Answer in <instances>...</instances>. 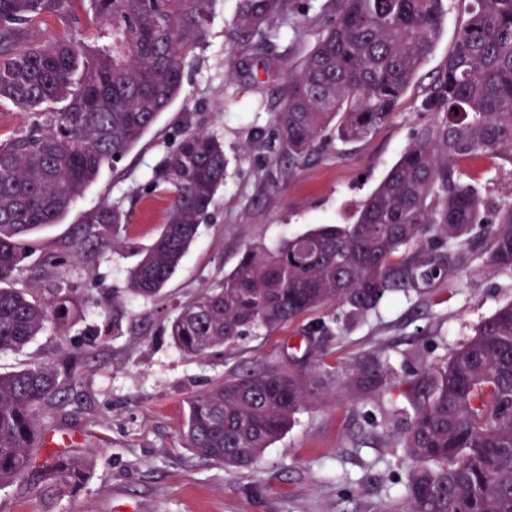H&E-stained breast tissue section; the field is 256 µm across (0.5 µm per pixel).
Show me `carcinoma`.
<instances>
[{
    "mask_svg": "<svg viewBox=\"0 0 512 512\" xmlns=\"http://www.w3.org/2000/svg\"><path fill=\"white\" fill-rule=\"evenodd\" d=\"M75 0H0V102L33 118L0 141V283L27 243L59 223L107 166L122 161L179 97L186 59L204 42L214 0H84L112 28L91 54L74 19L63 35L27 41ZM467 20L422 101L434 119L362 204L353 224H320L276 246L245 247L224 279L176 308L170 333L203 357L308 312L338 305L364 316L399 288L451 276L478 233L492 268L512 270V202L490 203L462 164L490 155L512 164V0H457ZM293 0H238L244 53L265 60L288 30ZM447 0H326L328 20L281 92L274 131L298 161L327 130L342 141L386 122L431 55ZM224 142L187 126L150 188L169 193L168 217L141 253L129 292L160 301L224 183ZM130 214L108 202L84 216L78 245L108 247ZM47 295L0 286V351L18 350L48 325L65 335L74 289L44 260ZM75 376L52 361L0 374V490L21 480L46 420ZM390 372L358 363L348 380L363 397ZM317 381L285 367L236 374L193 396L185 447L228 467L259 458L317 395ZM398 447L413 466L408 512H512V303L497 309L449 359L416 382ZM68 485L90 461H46Z\"/></svg>",
    "mask_w": 512,
    "mask_h": 512,
    "instance_id": "1",
    "label": "carcinoma"
}]
</instances>
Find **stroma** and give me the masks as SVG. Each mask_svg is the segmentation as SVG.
I'll return each mask as SVG.
<instances>
[{
    "label": "stroma",
    "instance_id": "stroma-1",
    "mask_svg": "<svg viewBox=\"0 0 512 512\" xmlns=\"http://www.w3.org/2000/svg\"><path fill=\"white\" fill-rule=\"evenodd\" d=\"M321 2L294 0L296 31L273 43L258 108L236 93L254 73L253 62L240 54L233 66L225 64L245 38L236 24L237 0H216L206 41L186 62L181 95L60 223L40 233L32 257L14 272V287L41 286L40 262L54 256L81 307L66 335L49 327L24 349L0 352V373L49 359L77 382L48 420L46 447L36 450L20 481L0 490V512H405L409 463L396 443L413 410L415 375L449 357L479 323L512 302V272L482 262L480 239L471 241L454 276L390 294L357 320H346L335 306L313 311L203 358L183 355L168 334L172 306L223 278L247 245H272L319 224L354 223L417 129L433 118L421 101L466 21L456 0H449L431 56L386 123L355 142L328 139L299 162L283 156L273 136L279 89L301 41H312L324 23ZM190 122L223 140L224 185L168 282L167 298H127L129 270L166 221L167 197L149 181ZM467 171L492 201L512 196V165L481 156ZM105 202L131 212L132 221L114 247L79 258L73 243L81 218ZM116 321L121 333L109 336ZM366 359L394 367L396 377L364 403L353 399L347 380ZM265 366L321 381L320 397L301 409L286 435L242 468L183 448L188 398ZM52 453L86 456L94 466L73 488L46 467Z\"/></svg>",
    "mask_w": 512,
    "mask_h": 512
}]
</instances>
